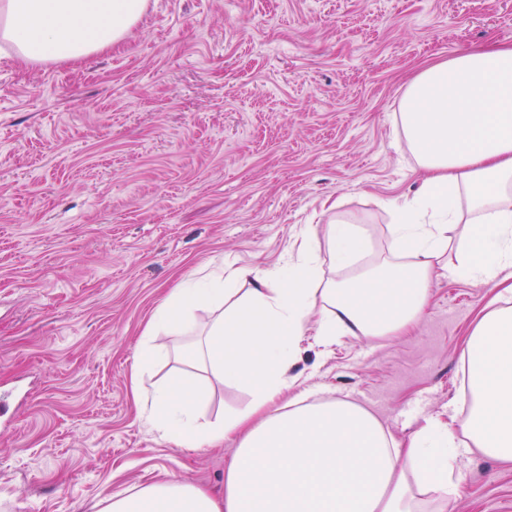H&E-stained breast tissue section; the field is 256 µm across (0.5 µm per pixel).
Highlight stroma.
<instances>
[{
    "instance_id": "35a3bbf8",
    "label": "stroma",
    "mask_w": 512,
    "mask_h": 512,
    "mask_svg": "<svg viewBox=\"0 0 512 512\" xmlns=\"http://www.w3.org/2000/svg\"><path fill=\"white\" fill-rule=\"evenodd\" d=\"M512 43V0H149L111 52L33 67L0 54V384L27 398L0 422V512H99L176 476L219 492L237 446L149 432L157 384L191 374L212 421L250 397L179 356L189 334L154 310L217 267L282 264L309 228L326 250L333 204L385 255L391 204L422 176L396 114L423 66ZM495 291L435 278L408 333L304 337L302 387L374 414L402 442L467 412L462 356ZM448 512H512V463L462 461Z\"/></svg>"
}]
</instances>
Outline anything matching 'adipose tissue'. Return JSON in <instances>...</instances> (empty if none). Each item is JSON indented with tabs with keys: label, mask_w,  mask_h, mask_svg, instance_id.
I'll return each mask as SVG.
<instances>
[{
	"label": "adipose tissue",
	"mask_w": 512,
	"mask_h": 512,
	"mask_svg": "<svg viewBox=\"0 0 512 512\" xmlns=\"http://www.w3.org/2000/svg\"><path fill=\"white\" fill-rule=\"evenodd\" d=\"M146 9L147 0H0V42L33 66L77 63L124 40ZM396 120L424 180L394 210L388 260L357 269L372 242L339 212L325 238L347 277L325 279L317 249L304 244L283 266L252 272L242 302H229L242 271L213 272L181 282L149 324L166 328L207 308L189 364L251 395L244 411L205 421L201 389L182 378L154 390L146 415L151 431L182 447L236 440L223 493L174 477L106 496L103 512H413L425 494L433 512H447L459 495V456L512 462L511 305L491 306L470 333L467 415L427 419L408 445L343 399L280 401L300 382L289 370L311 312L320 314L316 342L328 348L411 328L441 271L512 295V45L422 69Z\"/></svg>",
	"instance_id": "obj_1"
}]
</instances>
